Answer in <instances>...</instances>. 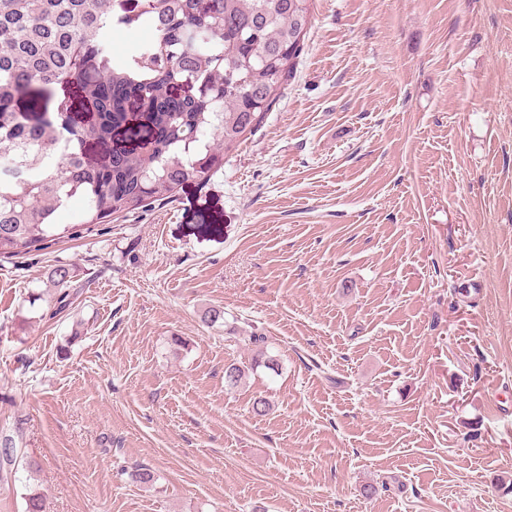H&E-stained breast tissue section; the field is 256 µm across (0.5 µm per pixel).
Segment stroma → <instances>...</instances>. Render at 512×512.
I'll return each mask as SVG.
<instances>
[{"instance_id": "obj_1", "label": "stroma", "mask_w": 512, "mask_h": 512, "mask_svg": "<svg viewBox=\"0 0 512 512\" xmlns=\"http://www.w3.org/2000/svg\"><path fill=\"white\" fill-rule=\"evenodd\" d=\"M17 422L0 512H512V0H313L206 183L0 257Z\"/></svg>"}]
</instances>
